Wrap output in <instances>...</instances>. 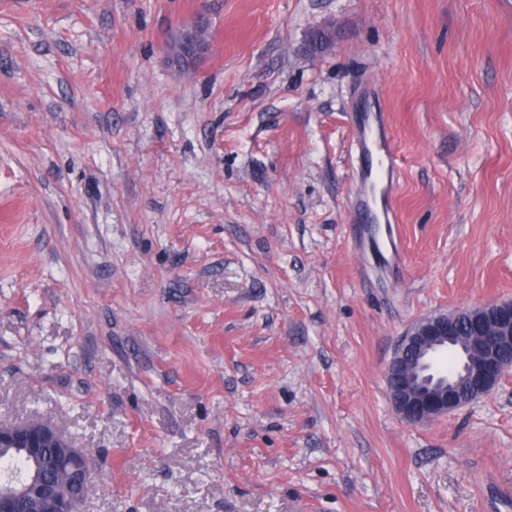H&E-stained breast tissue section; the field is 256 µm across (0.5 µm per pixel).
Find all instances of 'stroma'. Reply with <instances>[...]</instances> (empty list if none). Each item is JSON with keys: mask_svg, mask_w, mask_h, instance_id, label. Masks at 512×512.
Wrapping results in <instances>:
<instances>
[{"mask_svg": "<svg viewBox=\"0 0 512 512\" xmlns=\"http://www.w3.org/2000/svg\"><path fill=\"white\" fill-rule=\"evenodd\" d=\"M366 107L384 279L346 231ZM510 299L512 0H0V420L88 449L82 512H512V372L418 425L385 382L418 320ZM203 23L206 24L201 11L194 21L181 29L178 41L172 48V55L178 67L192 69L197 60L210 49L209 41L203 35L206 30ZM357 165L355 177L361 181L352 211L358 234L355 244L364 251L374 224H396L391 200L398 184L401 162L384 112H359L354 119L353 140Z\"/></svg>", "mask_w": 512, "mask_h": 512, "instance_id": "35a3bbf8", "label": "stroma"}]
</instances>
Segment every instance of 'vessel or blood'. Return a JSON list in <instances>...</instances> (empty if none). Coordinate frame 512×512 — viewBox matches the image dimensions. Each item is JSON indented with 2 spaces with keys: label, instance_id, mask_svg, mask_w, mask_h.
<instances>
[{
  "label": "vessel or blood",
  "instance_id": "1",
  "mask_svg": "<svg viewBox=\"0 0 512 512\" xmlns=\"http://www.w3.org/2000/svg\"><path fill=\"white\" fill-rule=\"evenodd\" d=\"M360 185L352 211L358 226L357 248H364L371 227L394 221L391 200L398 184L401 162L384 113L359 112L354 119L353 140Z\"/></svg>",
  "mask_w": 512,
  "mask_h": 512
}]
</instances>
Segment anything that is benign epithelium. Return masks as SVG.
<instances>
[{
  "mask_svg": "<svg viewBox=\"0 0 512 512\" xmlns=\"http://www.w3.org/2000/svg\"><path fill=\"white\" fill-rule=\"evenodd\" d=\"M203 23L200 13L181 29L172 48L177 66L192 68L210 49ZM511 370L512 301H490L415 324L403 336L385 376L396 413L407 423L421 424L488 395ZM47 443L59 449L58 465L74 468L75 491L58 498L33 476L6 475L0 482L11 488L0 494V512H15L16 499L30 492L49 497L55 512H80L92 478L85 450L73 445L51 421H0L1 448H22L38 458Z\"/></svg>",
  "mask_w": 512,
  "mask_h": 512,
  "instance_id": "1",
  "label": "benign epithelium"
}]
</instances>
